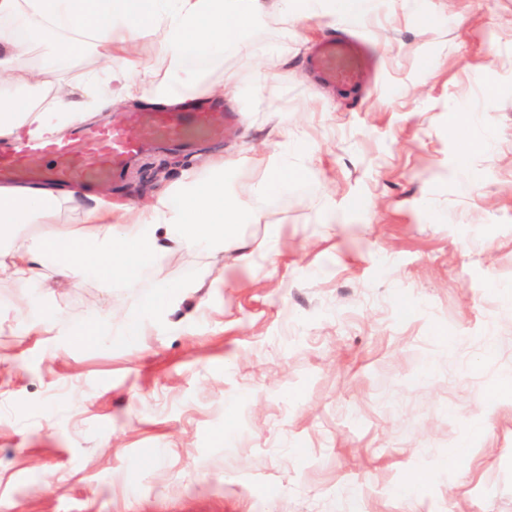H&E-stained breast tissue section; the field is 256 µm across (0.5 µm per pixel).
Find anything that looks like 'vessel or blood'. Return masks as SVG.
Masks as SVG:
<instances>
[{
  "label": "vessel or blood",
  "mask_w": 512,
  "mask_h": 512,
  "mask_svg": "<svg viewBox=\"0 0 512 512\" xmlns=\"http://www.w3.org/2000/svg\"><path fill=\"white\" fill-rule=\"evenodd\" d=\"M321 83L345 87L371 66L357 40L336 37L321 43L310 60ZM138 134L124 121L83 126L68 139H27L16 149L0 150V182L50 180L63 186L119 181L127 166L146 149L160 143L191 147L219 136L212 112L203 108L143 112L134 119Z\"/></svg>",
  "instance_id": "obj_1"
}]
</instances>
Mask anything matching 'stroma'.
Listing matches in <instances>:
<instances>
[{"mask_svg":"<svg viewBox=\"0 0 512 512\" xmlns=\"http://www.w3.org/2000/svg\"><path fill=\"white\" fill-rule=\"evenodd\" d=\"M338 30L377 53L360 91L312 81L322 20H270L204 66L264 86L223 140L95 192L235 159L250 266L0 283L55 315L0 328V512H512V0H372ZM274 109L312 156L266 201ZM159 279L176 306L119 335Z\"/></svg>","mask_w":512,"mask_h":512,"instance_id":"obj_1","label":"stroma"}]
</instances>
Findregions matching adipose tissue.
Returning <instances> with one entry per match:
<instances>
[{"instance_id":"1","label":"adipose tissue","mask_w":512,"mask_h":512,"mask_svg":"<svg viewBox=\"0 0 512 512\" xmlns=\"http://www.w3.org/2000/svg\"><path fill=\"white\" fill-rule=\"evenodd\" d=\"M348 14L367 17V0H0V21L29 22L57 36L52 62L32 70L26 64L31 38L0 31V139L58 136L89 114L145 98L149 73L129 53L135 42L153 39L169 67L181 73L182 93L163 86L149 98L166 109L182 105L186 93H218L206 86L201 71L185 69L187 58L218 55L271 16L303 29L318 16H326L332 27ZM79 41L95 57L117 65L105 86L87 83L78 96L55 80L52 64L67 61ZM272 132L281 138L279 149L255 187L265 199L287 193L302 170L298 156L309 153L306 146L283 141L282 126ZM226 166L223 156H214L208 178L188 169L149 206L116 214L98 204L81 224L57 221L73 195L45 185H0V280L34 286L58 275L131 283L165 258L191 249L223 254L235 267L250 265L255 250L239 233L249 208L227 189ZM23 224L39 230L18 238Z\"/></svg>"}]
</instances>
